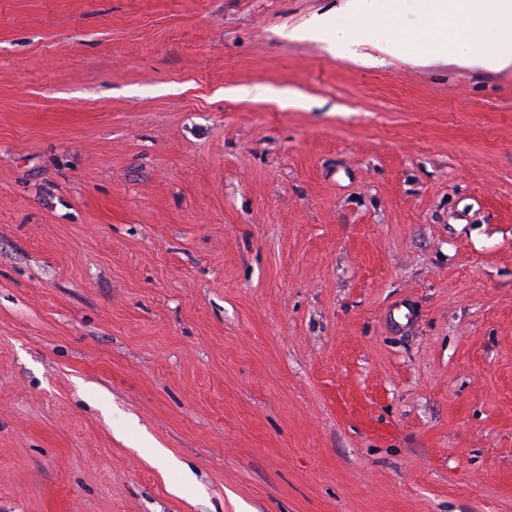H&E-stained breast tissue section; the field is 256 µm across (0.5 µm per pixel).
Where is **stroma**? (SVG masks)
Listing matches in <instances>:
<instances>
[{
	"mask_svg": "<svg viewBox=\"0 0 512 512\" xmlns=\"http://www.w3.org/2000/svg\"><path fill=\"white\" fill-rule=\"evenodd\" d=\"M342 3L0 0V512H512V64ZM344 1L343 11L354 20L353 28L336 27V30H328L321 19H315L306 30L310 38L325 42L335 53L350 52L358 43L369 40L382 52L395 55L401 52L402 44L419 37L418 34H413L415 29L403 31L397 28L380 27L379 18L382 14L380 1L382 0ZM356 30L365 33V38L368 39L359 36Z\"/></svg>",
	"mask_w": 512,
	"mask_h": 512,
	"instance_id": "obj_1",
	"label": "stroma"
}]
</instances>
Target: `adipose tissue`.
<instances>
[{
    "instance_id": "1",
    "label": "adipose tissue",
    "mask_w": 512,
    "mask_h": 512,
    "mask_svg": "<svg viewBox=\"0 0 512 512\" xmlns=\"http://www.w3.org/2000/svg\"><path fill=\"white\" fill-rule=\"evenodd\" d=\"M380 0H345L344 12L354 24L327 29L322 20L307 28L310 38L325 42L336 53H347L368 39L384 53H399L413 32L383 28ZM426 29L438 36L429 52H451L455 62L495 69L512 63V0H427Z\"/></svg>"
}]
</instances>
